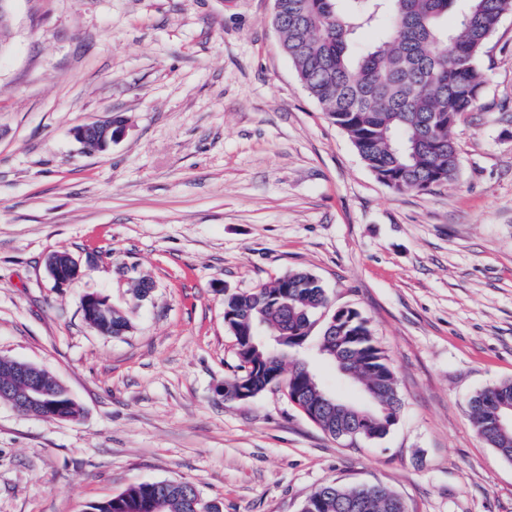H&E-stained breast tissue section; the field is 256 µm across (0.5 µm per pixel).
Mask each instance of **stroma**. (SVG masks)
<instances>
[{"mask_svg":"<svg viewBox=\"0 0 512 512\" xmlns=\"http://www.w3.org/2000/svg\"><path fill=\"white\" fill-rule=\"evenodd\" d=\"M273 0H12L0 32V357L44 369L78 420L0 402V512H85L193 483L223 512H300L319 485L376 484L407 512H512V462L471 396L512 380V15L489 39L460 174L399 193L298 80ZM127 118L103 152L81 124ZM69 252L60 285L47 256ZM313 273L367 317L399 420L336 440L268 390L228 402L225 290ZM154 288L135 300V277ZM95 293L132 329L85 320ZM47 267L59 284H64L80 275V265L78 261L68 252L51 253L47 257Z\"/></svg>","mask_w":512,"mask_h":512,"instance_id":"35a3bbf8","label":"stroma"}]
</instances>
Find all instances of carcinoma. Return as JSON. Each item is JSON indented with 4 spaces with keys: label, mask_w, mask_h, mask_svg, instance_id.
I'll list each match as a JSON object with an SVG mask.
<instances>
[{
    "label": "carcinoma",
    "mask_w": 512,
    "mask_h": 512,
    "mask_svg": "<svg viewBox=\"0 0 512 512\" xmlns=\"http://www.w3.org/2000/svg\"><path fill=\"white\" fill-rule=\"evenodd\" d=\"M341 0H278L272 21L281 48L297 78L333 124L342 129L364 164L388 187L427 192L450 183L460 158L453 128L480 108L484 84L480 61L500 19L512 14V0H361L351 11ZM457 9L451 28L443 23ZM377 32V39L357 51L359 34ZM327 303L320 280L308 271H294L249 292L224 291V325L234 338L237 364L224 381V397L233 399L243 387L251 397L277 387L288 374L289 400H298L310 420L335 439H349L340 422L348 416L323 404L325 389L310 367L285 364L290 349L307 344L314 317ZM127 315L112 309L102 332L121 336L129 331ZM320 357L358 375L360 386L378 380L382 392L374 402L378 423L356 437L386 436L402 408L389 358L368 320L356 311L331 316L316 346ZM11 361L0 362V401L12 398ZM60 413L76 418L78 405L48 375ZM512 399V381L485 388L470 400L474 426L482 439L512 461V429L490 421V407ZM365 497V512H400L398 496L386 487L327 483L305 500L307 512H355L349 504ZM90 512H221L219 504L197 502L189 482L165 480L133 485L123 493L89 503Z\"/></svg>",
    "instance_id": "carcinoma-1"
}]
</instances>
